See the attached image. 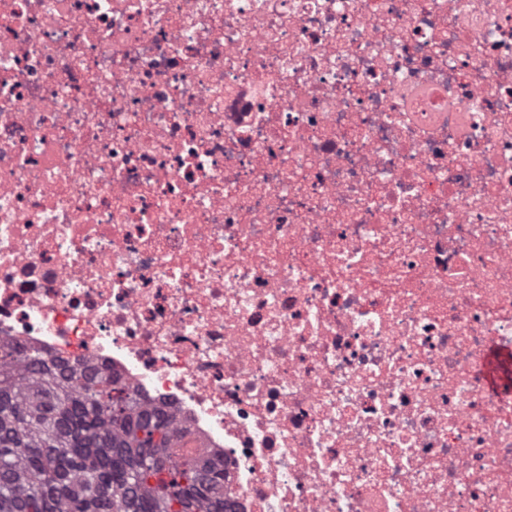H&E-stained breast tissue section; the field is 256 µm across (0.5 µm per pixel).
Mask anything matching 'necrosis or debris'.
<instances>
[{
    "label": "necrosis or debris",
    "instance_id": "1",
    "mask_svg": "<svg viewBox=\"0 0 512 512\" xmlns=\"http://www.w3.org/2000/svg\"><path fill=\"white\" fill-rule=\"evenodd\" d=\"M3 340L235 512H512V0H0ZM488 363L489 366L487 384L491 390H495L499 387V380L503 366L506 365L510 369L512 363V354L511 352H505L498 350L497 348H492L489 351Z\"/></svg>",
    "mask_w": 512,
    "mask_h": 512
}]
</instances>
